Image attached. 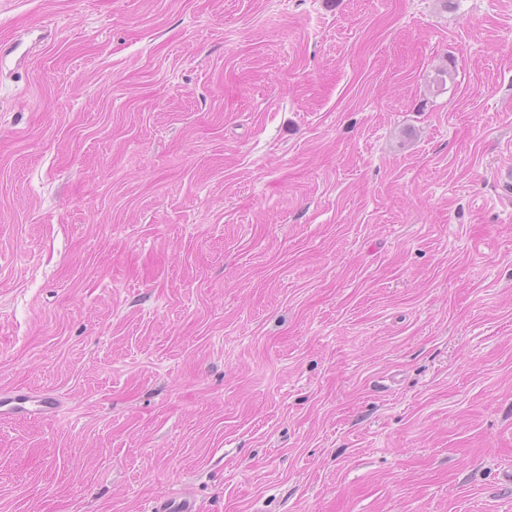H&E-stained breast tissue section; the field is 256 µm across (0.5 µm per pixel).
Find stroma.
Returning <instances> with one entry per match:
<instances>
[{"label":"stroma","mask_w":512,"mask_h":512,"mask_svg":"<svg viewBox=\"0 0 512 512\" xmlns=\"http://www.w3.org/2000/svg\"><path fill=\"white\" fill-rule=\"evenodd\" d=\"M0 512H512V0H0ZM453 82L436 89L438 69ZM62 410L56 396L11 388L0 391V418L40 417L54 418ZM198 506L185 493H174L156 498L148 506L147 512H197Z\"/></svg>","instance_id":"35a3bbf8"}]
</instances>
